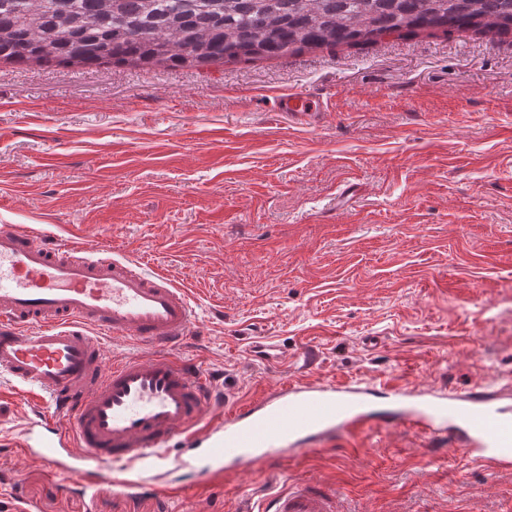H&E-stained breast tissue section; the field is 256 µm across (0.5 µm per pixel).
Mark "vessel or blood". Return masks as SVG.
I'll list each match as a JSON object with an SVG mask.
<instances>
[{
    "instance_id": "obj_1",
    "label": "vessel or blood",
    "mask_w": 512,
    "mask_h": 512,
    "mask_svg": "<svg viewBox=\"0 0 512 512\" xmlns=\"http://www.w3.org/2000/svg\"><path fill=\"white\" fill-rule=\"evenodd\" d=\"M278 111H323L319 97L289 92ZM185 289L137 263L82 243L59 244L39 230L0 224V374L47 405L18 437L25 455L64 481H117L130 493L149 485L165 462L194 475L196 456L170 448L204 445L213 474H231L299 452L329 436L370 425V387L297 383L209 420L215 397L208 373L173 357L194 332ZM129 336L143 353L105 361L95 332ZM400 417L442 435L468 461L512 470V411L495 394L455 393L408 401ZM245 512H352L334 489L295 480Z\"/></svg>"
}]
</instances>
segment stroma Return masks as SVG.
Returning <instances> with one entry per match:
<instances>
[{
	"label": "stroma",
	"mask_w": 512,
	"mask_h": 512,
	"mask_svg": "<svg viewBox=\"0 0 512 512\" xmlns=\"http://www.w3.org/2000/svg\"><path fill=\"white\" fill-rule=\"evenodd\" d=\"M289 91L325 111L283 116ZM1 223L186 288L195 331L176 355L227 410L296 382L512 388V35L428 30L203 69L0 63ZM29 411L0 377V512H241L283 474L356 512L512 502V472L390 419L235 475L169 469V502L66 489L14 446Z\"/></svg>",
	"instance_id": "35a3bbf8"
}]
</instances>
